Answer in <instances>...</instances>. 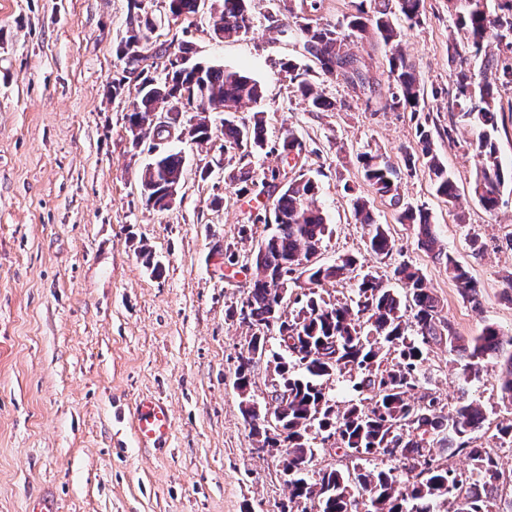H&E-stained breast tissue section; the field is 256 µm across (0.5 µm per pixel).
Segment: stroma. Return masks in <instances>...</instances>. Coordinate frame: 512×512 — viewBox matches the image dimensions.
Segmentation results:
<instances>
[{"label":"stroma","mask_w":512,"mask_h":512,"mask_svg":"<svg viewBox=\"0 0 512 512\" xmlns=\"http://www.w3.org/2000/svg\"><path fill=\"white\" fill-rule=\"evenodd\" d=\"M138 6L156 21V44L189 41L195 61L256 79L270 138L290 129L303 140L304 171L319 186L316 204L332 230L323 262L352 254L365 270L390 276L389 263L366 252L352 219L351 197L362 196L459 334L475 335L491 322L512 335V299L503 294L512 272V183L491 213L469 191L476 160L454 107L448 0H422L421 26L405 31L402 48L432 92L416 114L385 109L389 49L372 40L351 45L372 97L317 74L334 107L306 110L280 69L299 52L284 32L292 19L282 0H249L252 29L228 39L215 37L209 6L186 18L173 17L168 0ZM138 6L0 0V512H23L43 490L56 496L60 512H281L289 492L279 462L256 453L233 387L250 330L228 318L227 308L251 273L224 264L225 247L251 254L256 242L239 229L273 199L227 181L218 131L210 148L182 144L187 163L173 207L146 206L138 175L149 154L127 134L133 98L111 94L115 79L138 82L116 56ZM420 123L460 197L437 196L420 163L403 175L399 192L430 212L443 247L469 269L480 289L476 305L360 173L357 154L370 148L403 166L419 151ZM473 234L482 256L472 253ZM144 247L155 267L144 264ZM426 367L429 391L455 402L460 365L453 355L432 347ZM150 394L172 409L165 448L139 447L130 427L134 402ZM469 396L488 415L484 445L498 449L511 473L512 447L500 446L495 426L512 417V404L490 374Z\"/></svg>","instance_id":"35a3bbf8"}]
</instances>
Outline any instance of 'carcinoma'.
<instances>
[{
	"mask_svg": "<svg viewBox=\"0 0 512 512\" xmlns=\"http://www.w3.org/2000/svg\"><path fill=\"white\" fill-rule=\"evenodd\" d=\"M200 0H169L174 17L194 14ZM218 12L215 29L222 36L246 35L252 29L248 0H214ZM422 0H361L356 12L337 23L312 18L319 0H300V13L286 7L295 18V34L305 54L314 59L324 76H341L360 89L371 91L359 59L348 45L354 39L376 37L391 49L389 94L384 107L418 112L425 107V90L413 62L402 51L403 30L392 20L399 11L409 27L422 22ZM448 11L461 41L448 43L454 69L457 117L473 132L470 147L478 159L471 192L481 206L493 212L501 187L507 181L499 160L497 113L502 111L495 91L512 86V0H448ZM153 23L140 15L129 19L127 36L117 48V58L130 69L156 56L147 32ZM182 56L170 62L165 74L147 75L136 89L128 125H139L140 139L169 135L147 122L149 113L164 109L184 119L189 140L201 145L211 141L212 125L199 116L208 105L224 112V152L239 154L243 165L231 169L232 184L274 187L285 181L272 210L241 225V237L254 238L258 225L264 234L247 259L252 278L240 305L227 311L253 330L248 344L268 357L273 366L271 400L287 403L288 410L271 426L265 422L269 407H260L251 394L255 367L238 358L234 388L244 390L243 419L257 444L288 449V470L301 463L306 469L288 476L289 512H493L500 497L503 472L492 449L482 443L487 421L483 407L466 396V387L481 379L487 364L497 365L501 398L512 402V336L504 338L493 323L474 336L460 335L442 315L439 301L425 283L420 268L409 261L393 266L392 277L406 288L394 292L380 278L364 274L352 295L336 298L325 285L346 279L358 264L357 257L341 255L332 263L304 266L307 251L324 243L329 234L322 211L314 205L318 187L300 172L288 178V167L298 163L303 142L287 130L277 144L268 146L263 90L260 83L222 66L183 63L189 48L178 44ZM481 59L487 77L475 82L469 58ZM301 102L311 112L334 106L309 79V69L290 60L282 64ZM250 105L252 116L238 117L232 108ZM420 156L428 169L436 195L453 201L457 184L433 148L431 133L417 127ZM263 153L278 163L258 178L245 159ZM361 174L375 192L399 208L398 221L416 227L427 252L444 263L469 302L479 303L473 276L446 252L434 232L424 206L402 200L398 184L402 173L415 165L407 158L400 169L382 152L357 155ZM186 158L182 151H158L141 172L145 203L154 210L169 209L165 187L181 186ZM353 217L366 237V250L384 260L401 252L387 225L376 222L366 200L353 199ZM301 290L297 308L287 310L282 286ZM279 350L267 349L269 338ZM447 345L448 352L465 360L458 377L459 396L453 404L427 391L429 348ZM345 378L357 398L344 408L336 405L327 384ZM336 437V448L350 461L347 469H312L318 446ZM464 455L470 469L448 466V457ZM399 461V467H367L378 457Z\"/></svg>",
	"mask_w": 512,
	"mask_h": 512,
	"instance_id": "carcinoma-1",
	"label": "carcinoma"
}]
</instances>
